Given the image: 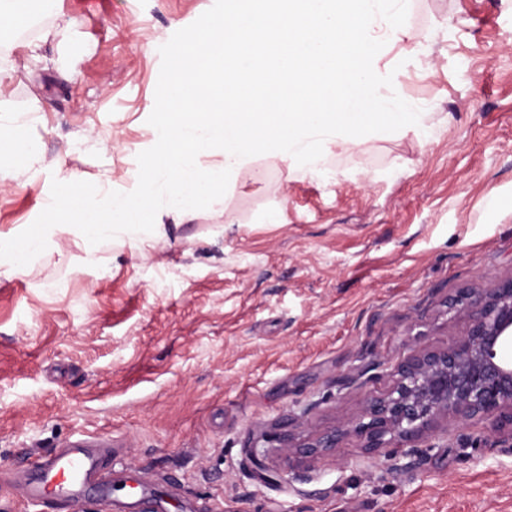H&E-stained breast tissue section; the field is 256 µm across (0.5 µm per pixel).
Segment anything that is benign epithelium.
Wrapping results in <instances>:
<instances>
[{"mask_svg":"<svg viewBox=\"0 0 512 512\" xmlns=\"http://www.w3.org/2000/svg\"><path fill=\"white\" fill-rule=\"evenodd\" d=\"M444 313L463 317L465 329L440 348L414 346L390 374L387 388L367 395L359 414L339 426L307 433L310 410L284 422V465L308 478L311 463L333 453L348 437L362 442L375 462L394 449L418 450L448 426L491 422L490 435L512 453V274L488 288H459L441 300Z\"/></svg>","mask_w":512,"mask_h":512,"instance_id":"obj_1","label":"benign epithelium"}]
</instances>
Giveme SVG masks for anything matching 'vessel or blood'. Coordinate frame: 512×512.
I'll list each match as a JSON object with an SVG mask.
<instances>
[{
  "instance_id": "b4317fda",
  "label": "vessel or blood",
  "mask_w": 512,
  "mask_h": 512,
  "mask_svg": "<svg viewBox=\"0 0 512 512\" xmlns=\"http://www.w3.org/2000/svg\"><path fill=\"white\" fill-rule=\"evenodd\" d=\"M28 493L31 500L48 498L79 501L86 487L103 482L96 456L86 441L72 443L70 449L34 462L27 471Z\"/></svg>"
}]
</instances>
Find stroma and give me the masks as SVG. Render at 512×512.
<instances>
[{
  "label": "stroma",
  "mask_w": 512,
  "mask_h": 512,
  "mask_svg": "<svg viewBox=\"0 0 512 512\" xmlns=\"http://www.w3.org/2000/svg\"><path fill=\"white\" fill-rule=\"evenodd\" d=\"M213 2L58 0L38 54L18 39L0 105L45 168L0 185V231L27 228L60 172L136 187L159 48ZM407 24L394 77L427 137L370 134L320 177L258 156L223 212L169 223L143 256L108 240L90 264L59 235L27 274L0 266V472L112 442L111 497L34 503L11 485L0 512H153L145 484L163 512H512V453L483 421L376 464L347 438L306 482L280 466L288 415L355 417L387 384L373 363L463 330L441 299L512 273V0H415Z\"/></svg>",
  "instance_id": "35a3bbf8"
}]
</instances>
